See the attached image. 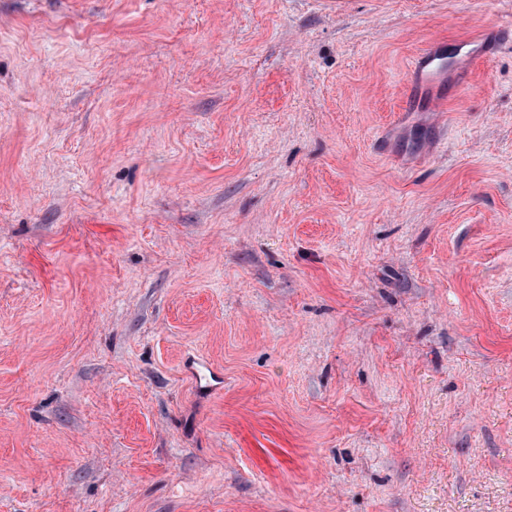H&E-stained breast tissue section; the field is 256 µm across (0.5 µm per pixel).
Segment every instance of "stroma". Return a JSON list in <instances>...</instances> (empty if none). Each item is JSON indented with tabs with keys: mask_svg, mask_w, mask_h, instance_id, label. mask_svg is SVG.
<instances>
[{
	"mask_svg": "<svg viewBox=\"0 0 512 512\" xmlns=\"http://www.w3.org/2000/svg\"><path fill=\"white\" fill-rule=\"evenodd\" d=\"M511 15L0 0V512H512ZM492 32L493 37L492 39H488L487 37H484L482 40H480L477 44L474 46V50L470 53V57L475 58H490L492 57L498 50L501 37L503 34H511L512 29L511 27L508 29L505 28H496L491 29L488 33ZM446 59H448V50L439 43H434L419 50L412 57L404 97L406 102L416 86L431 88L440 84L447 77H451L455 83H462L469 78V68L462 63L461 58L453 57L451 64L448 66L444 65ZM190 376L196 383V388L203 395H212L223 386L222 377L213 373L208 367L192 363L188 367Z\"/></svg>",
	"mask_w": 512,
	"mask_h": 512,
	"instance_id": "35a3bbf8",
	"label": "stroma"
}]
</instances>
